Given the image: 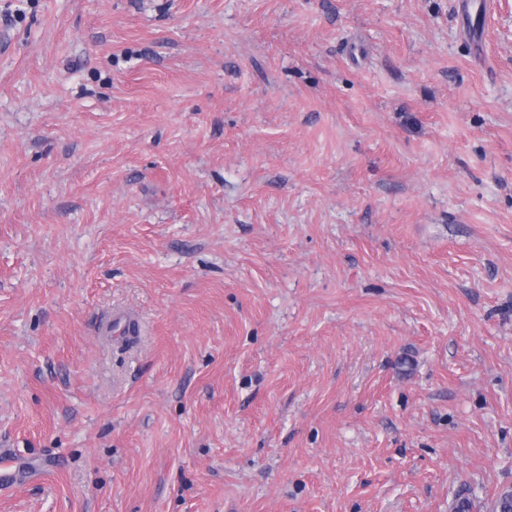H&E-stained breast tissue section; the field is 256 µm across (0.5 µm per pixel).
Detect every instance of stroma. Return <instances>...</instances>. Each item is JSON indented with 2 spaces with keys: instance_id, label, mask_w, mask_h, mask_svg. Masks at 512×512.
I'll list each match as a JSON object with an SVG mask.
<instances>
[{
  "instance_id": "1",
  "label": "stroma",
  "mask_w": 512,
  "mask_h": 512,
  "mask_svg": "<svg viewBox=\"0 0 512 512\" xmlns=\"http://www.w3.org/2000/svg\"><path fill=\"white\" fill-rule=\"evenodd\" d=\"M1 448L0 512H491L512 0H0ZM22 470L21 463L9 456L6 451L0 453V491L10 490L15 486Z\"/></svg>"
}]
</instances>
